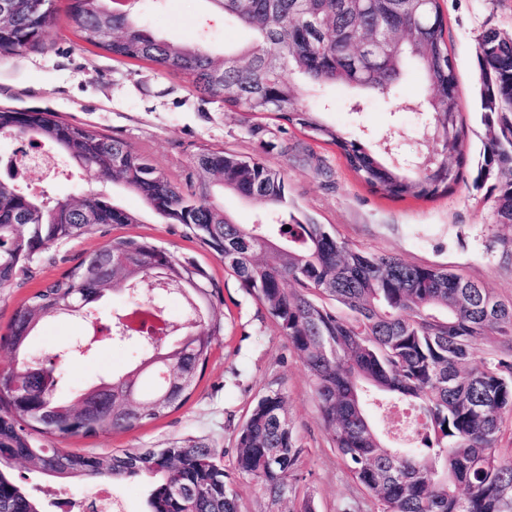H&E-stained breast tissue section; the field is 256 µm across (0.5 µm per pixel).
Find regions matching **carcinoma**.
<instances>
[{
	"mask_svg": "<svg viewBox=\"0 0 512 512\" xmlns=\"http://www.w3.org/2000/svg\"><path fill=\"white\" fill-rule=\"evenodd\" d=\"M140 0H69L81 39L117 60L148 61L186 76L193 91L272 115L333 146L369 188L393 198L448 193L463 159L457 75L440 0H207L252 32L248 45L216 56L201 43L154 36ZM54 0H0V56L43 46ZM481 121L487 130L476 181L494 182L496 223L512 227V37L488 29L476 46ZM430 88L425 112L435 162L394 165L369 141L346 135L300 102L296 80L387 94L409 63ZM0 137L42 147L72 174L119 182L164 224L189 228L266 309L309 376L323 428L349 479L376 512H512V453L498 444L512 417V297L501 298L447 269L349 247L323 224L298 216L282 170L256 157L200 145L183 181L124 139L49 111L0 107ZM265 204L256 223H235L224 192ZM104 190L73 202L31 192L20 172L0 173V288L26 278L52 245L99 226L136 224ZM289 230H284V227ZM195 283L201 289L189 287ZM108 290L130 297L98 331L135 355L78 395L57 392L59 368L25 364L48 316L86 312ZM182 301L169 317L162 299ZM222 289L206 268L145 239L113 237L16 309L0 345L11 355L0 387V512H44L2 465L22 461L66 482L147 478L149 512H239L236 480L261 485L277 506L302 448L279 390L260 396L236 436L231 468L203 440L137 448L107 458L43 447L61 439L130 431L180 408L224 335ZM493 339L485 357L477 343ZM402 404L421 419L408 448L386 445L373 412Z\"/></svg>",
	"mask_w": 512,
	"mask_h": 512,
	"instance_id": "1",
	"label": "carcinoma"
}]
</instances>
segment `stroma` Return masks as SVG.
<instances>
[{
    "mask_svg": "<svg viewBox=\"0 0 512 512\" xmlns=\"http://www.w3.org/2000/svg\"><path fill=\"white\" fill-rule=\"evenodd\" d=\"M440 3L457 73L465 163L453 191L429 200L383 197L362 183L334 148L309 140L286 122L262 119L263 133L250 135L243 110L225 108L218 100L190 91L181 77L158 73L150 63L113 60L110 53L78 39L68 18V0H57L55 24L43 48L0 57V106L48 110L122 138L175 176L188 172L194 147L200 143L262 158L284 168L291 201L351 247L394 255L414 265L446 268L510 297L512 268L500 261L499 240L512 237V228L496 224L489 201L491 186L476 183L475 178L486 140L477 39L488 29L512 35V0ZM147 28L164 38L205 40L217 55L252 39L249 31L214 14L207 0H159L147 15ZM426 90L413 68L392 94L374 95L359 105L353 91L344 86L299 87L303 105L328 104L323 115L328 123L374 144L383 142L388 133H398L407 156L423 150L426 122L407 104ZM284 138L297 147L288 160L277 149ZM109 191L118 204L137 215V223L101 226L44 251L30 278L0 290V334L32 292L108 239L125 236L148 239L178 258L194 259L206 267L223 290L224 335L201 382L181 408L127 433L64 440L62 448L106 457L118 449L166 448L178 440L199 438L229 461L235 454L237 430L254 403L266 389L279 388L303 447L300 470L290 479L297 500H310L315 512H337L343 503L356 500L370 512V496L348 479L327 439L301 360L259 301L219 258L187 238L180 226L160 223L120 185L110 186ZM83 330L79 321L46 318L35 351L48 356L60 353ZM130 357L125 348L98 344L90 357L65 365V393L78 394L99 377L121 369ZM10 471L45 503L93 489L89 483L63 486L21 462L12 464Z\"/></svg>",
    "mask_w": 512,
    "mask_h": 512,
    "instance_id": "35a3bbf8",
    "label": "stroma"
}]
</instances>
